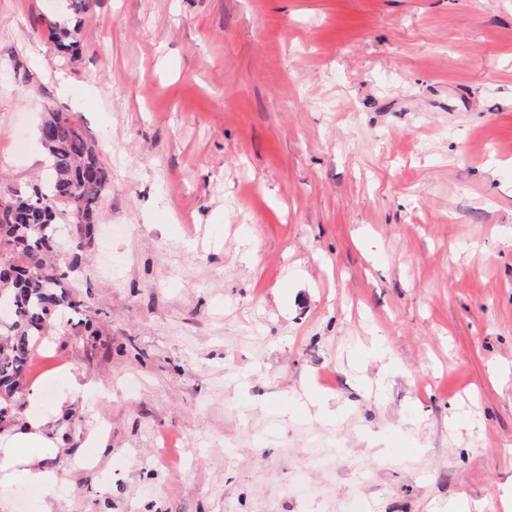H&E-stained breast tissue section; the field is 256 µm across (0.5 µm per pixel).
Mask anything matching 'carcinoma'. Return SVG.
Wrapping results in <instances>:
<instances>
[{"instance_id": "carcinoma-1", "label": "carcinoma", "mask_w": 512, "mask_h": 512, "mask_svg": "<svg viewBox=\"0 0 512 512\" xmlns=\"http://www.w3.org/2000/svg\"><path fill=\"white\" fill-rule=\"evenodd\" d=\"M49 36L65 50L79 48V29L65 22L50 26ZM47 178L24 188L0 182V204L10 206L11 222L0 223V296L10 301L8 328L0 327V423L22 408L17 399L26 369L53 321L78 313L85 300L70 285L68 270L57 263V239L69 224L88 236L99 223L100 202L109 188L108 170L82 130L66 115L49 112Z\"/></svg>"}]
</instances>
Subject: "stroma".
<instances>
[{"mask_svg":"<svg viewBox=\"0 0 512 512\" xmlns=\"http://www.w3.org/2000/svg\"><path fill=\"white\" fill-rule=\"evenodd\" d=\"M65 14L0 0V179L50 111L111 178L26 373L53 512H506L512 0H92L74 55ZM79 29L72 28L65 22L54 23L50 26L49 36L57 45L65 50L76 52L79 48Z\"/></svg>","mask_w":512,"mask_h":512,"instance_id":"1","label":"stroma"}]
</instances>
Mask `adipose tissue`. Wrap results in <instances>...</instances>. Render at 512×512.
<instances>
[{
	"instance_id": "1",
	"label": "adipose tissue",
	"mask_w": 512,
	"mask_h": 512,
	"mask_svg": "<svg viewBox=\"0 0 512 512\" xmlns=\"http://www.w3.org/2000/svg\"><path fill=\"white\" fill-rule=\"evenodd\" d=\"M47 424L44 416L29 415L19 431L8 433L6 443L10 451L0 457V471L22 466L27 483L45 498L52 496L58 482L57 474L42 465L43 459L55 451Z\"/></svg>"
}]
</instances>
